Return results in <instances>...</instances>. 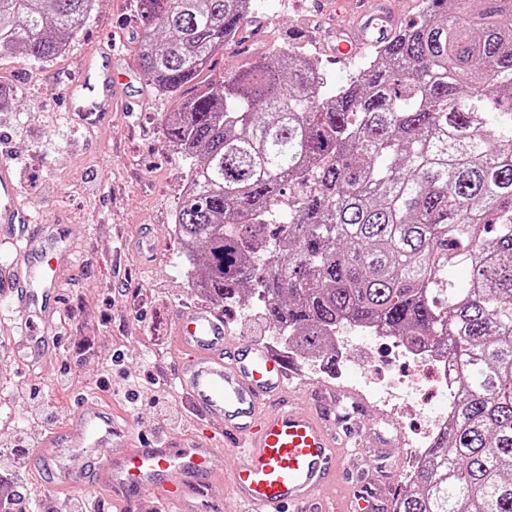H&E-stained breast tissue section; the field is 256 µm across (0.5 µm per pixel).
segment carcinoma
I'll return each instance as SVG.
<instances>
[{
    "label": "carcinoma",
    "instance_id": "cac0c4a2",
    "mask_svg": "<svg viewBox=\"0 0 512 512\" xmlns=\"http://www.w3.org/2000/svg\"><path fill=\"white\" fill-rule=\"evenodd\" d=\"M96 2L0 0V49L51 60ZM247 2L140 0L143 72L176 102L167 143L195 160L185 278L222 307L250 293L325 369L340 328L447 349L457 405L396 512H512V0H423L336 86L298 47L215 75L251 38ZM242 53L238 49V44L235 42H229L224 45V49L221 50L215 57V74L224 72L230 73L234 71L238 66L244 62V58L241 57Z\"/></svg>",
    "mask_w": 512,
    "mask_h": 512
}]
</instances>
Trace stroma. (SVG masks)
Listing matches in <instances>:
<instances>
[{
    "mask_svg": "<svg viewBox=\"0 0 512 512\" xmlns=\"http://www.w3.org/2000/svg\"><path fill=\"white\" fill-rule=\"evenodd\" d=\"M262 23L257 47L272 51L295 44L320 56L331 83L349 68L324 57L322 44L347 22L336 0H255ZM138 0H99L66 52L41 63L0 51V84L17 93L18 107L0 112V157L16 173L23 207L38 229L65 236L73 262L59 285L56 313L38 328L44 353L32 357L14 313L0 315V483L20 488L34 512H49L48 486L64 473L59 460L39 455L47 416L66 422L79 395L96 396L115 422L136 436L156 441L209 435L223 446L219 424L187 410L175 384L179 355L172 328L179 310L207 299L182 274L183 249L174 231L189 159L168 146L164 116L171 100L143 74L135 34ZM111 45L112 62L123 73L130 112L103 122L77 121L81 104L69 90L68 73L79 58ZM151 233L158 250L151 259L138 249ZM230 338L277 340L254 305L225 307ZM353 348L339 363L338 378L300 367L314 385L356 387L369 407L358 416L364 429H388L379 388L401 386L408 367L384 341L354 331ZM39 383L38 399L27 397ZM431 385L409 393L399 424L412 438L425 418L442 408ZM27 439V469L13 461L12 447Z\"/></svg>",
    "mask_w": 512,
    "mask_h": 512,
    "instance_id": "35a3bbf8",
    "label": "stroma"
}]
</instances>
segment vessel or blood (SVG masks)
I'll use <instances>...</instances> for the list:
<instances>
[{"label": "vessel or blood", "instance_id": "vessel-or-blood-1", "mask_svg": "<svg viewBox=\"0 0 512 512\" xmlns=\"http://www.w3.org/2000/svg\"><path fill=\"white\" fill-rule=\"evenodd\" d=\"M349 24L337 28L331 48L336 62L362 49L388 41L398 18L391 0H338ZM125 80L101 67L97 55L84 58L75 90L85 92L83 115L103 121L115 112ZM14 169L0 160V223L16 224L23 216ZM12 266L0 282L16 292L14 310L21 317L39 314L52 320L51 301L71 249L64 238L44 240L30 234L18 238ZM183 352L176 381L190 408L205 420H219L225 453L236 463L217 473L213 442L192 438L151 446L117 431L103 419L95 397L83 398L70 416L68 433L82 437L79 452L70 455L61 488L84 483L88 449L108 446L94 480L119 500L151 495L196 512L185 489L223 475L243 512H378L381 493L395 495L392 474L380 471L375 486L353 499L337 495V482L347 466L339 427L349 411L359 409L360 397L333 390L317 396L313 405L299 407L301 386L293 385L294 370L266 345L225 334L224 314L208 306L179 311L173 326Z\"/></svg>", "mask_w": 512, "mask_h": 512}]
</instances>
